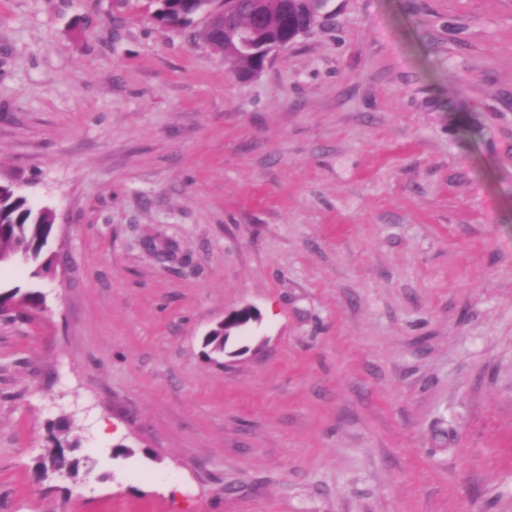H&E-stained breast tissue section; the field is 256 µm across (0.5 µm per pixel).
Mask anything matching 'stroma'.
Returning a JSON list of instances; mask_svg holds the SVG:
<instances>
[{
	"instance_id": "stroma-1",
	"label": "stroma",
	"mask_w": 512,
	"mask_h": 512,
	"mask_svg": "<svg viewBox=\"0 0 512 512\" xmlns=\"http://www.w3.org/2000/svg\"><path fill=\"white\" fill-rule=\"evenodd\" d=\"M153 10L0 0L56 254L0 315V512H512V0H327L248 79ZM44 298V294L36 288L21 292L19 287L8 288L3 291L0 287V314L9 313L17 302L38 307L44 303ZM256 320L257 313L251 307H244L242 309L234 311L233 313L228 314L227 316L224 317L223 321L219 322L221 326L224 325V329H218L217 326L213 328L212 330L214 331L211 333V335L214 336H206L205 346L211 347V353L224 355V343L226 346L227 341L232 336L230 331L234 328L246 327L251 322H255ZM89 462V458L86 457L68 456L65 448L56 441L53 447L45 448L35 460L34 471L38 478H44L50 473H58L76 479L80 470L89 466Z\"/></svg>"
}]
</instances>
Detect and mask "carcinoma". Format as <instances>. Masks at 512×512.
<instances>
[{
    "label": "carcinoma",
    "mask_w": 512,
    "mask_h": 512,
    "mask_svg": "<svg viewBox=\"0 0 512 512\" xmlns=\"http://www.w3.org/2000/svg\"><path fill=\"white\" fill-rule=\"evenodd\" d=\"M230 5L234 22L225 26L217 23L200 33V38L210 47L224 53V59L241 76L248 75L264 66L262 56H251L243 40L260 43L271 49L289 40L294 41L300 34L287 33L281 12H268L256 17L254 0H224ZM213 0H157L154 19L167 27L189 28L199 13L209 9ZM318 8L314 0H290L289 12L300 18ZM54 213L48 209L33 208L12 183H0V256L3 264L23 263L30 268V277L40 279L51 269L53 254L49 251L52 237ZM32 307L44 303V294L31 288L25 292L14 287L0 290V314L9 313L16 303ZM89 466V458L67 455L61 444L44 449L35 460L37 477L44 478L50 473L64 474L72 479L80 470Z\"/></svg>",
    "instance_id": "cac0c4a2"
}]
</instances>
